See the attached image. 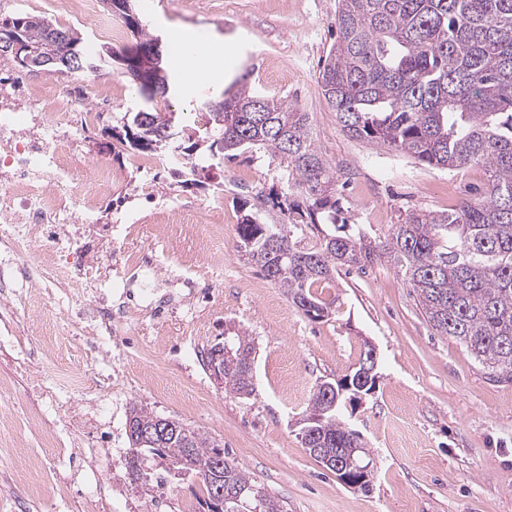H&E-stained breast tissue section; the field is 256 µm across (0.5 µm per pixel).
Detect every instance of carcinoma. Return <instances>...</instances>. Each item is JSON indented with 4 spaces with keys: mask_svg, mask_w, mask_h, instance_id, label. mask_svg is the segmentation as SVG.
<instances>
[{
    "mask_svg": "<svg viewBox=\"0 0 512 512\" xmlns=\"http://www.w3.org/2000/svg\"><path fill=\"white\" fill-rule=\"evenodd\" d=\"M115 7L137 45L153 41L133 0H118ZM16 24L32 46L58 28L29 14L13 18L10 25ZM336 29L317 84L342 131L430 167H481L489 178L484 196L446 212H412L383 241L351 234L340 218L335 172L310 133L309 113L286 99L258 95L245 83L224 98V137L218 141L198 146L206 130L183 122L173 151L141 121L162 122L170 113L148 107L136 113L126 142L139 151L176 154L178 177L204 169L200 159L206 156L233 160L245 152L267 153L282 170L281 197L242 205L237 227L238 248L266 280L316 320L318 312L331 311L322 294L341 269L387 262L437 334L462 344L491 380L512 383V0H340ZM64 33L82 54L83 69H98L102 57L85 54L80 33ZM230 343L233 361L224 364V390L249 396L253 343L239 333ZM341 411L328 410L325 394L316 390L306 412L318 419L309 426L332 452L363 447ZM158 419L134 405L127 429L152 430ZM177 425V434L129 450L130 484L146 483L157 470L194 475L206 492L202 512H287L214 437ZM219 457L220 505L212 492Z\"/></svg>",
    "mask_w": 512,
    "mask_h": 512,
    "instance_id": "obj_1",
    "label": "carcinoma"
}]
</instances>
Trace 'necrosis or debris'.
<instances>
[{
    "instance_id": "obj_1",
    "label": "necrosis or debris",
    "mask_w": 512,
    "mask_h": 512,
    "mask_svg": "<svg viewBox=\"0 0 512 512\" xmlns=\"http://www.w3.org/2000/svg\"><path fill=\"white\" fill-rule=\"evenodd\" d=\"M94 108H86L82 84L28 85L23 95L0 88V210L10 217L0 230V297L14 308H26L41 277L53 285L97 289L111 283L117 306L103 305L99 312L86 310L84 301L59 299L63 320L47 321L43 328L46 345L65 339L81 343L80 333L66 328L65 320L81 317L90 323L99 342L111 341L113 324L135 306L161 317L166 301L158 297L152 255L138 251L124 255L118 273H110L94 255L70 262L67 253L71 227L95 219L96 202L113 183L123 179L122 170L102 164L92 177L77 181L73 159L77 144L86 134L106 122L112 112V87H92ZM45 442L62 457L67 474L60 481L65 489L61 506H68L66 492L75 475L93 468V460L80 452L74 437H64L51 427L43 431Z\"/></svg>"
}]
</instances>
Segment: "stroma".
Wrapping results in <instances>:
<instances>
[{
  "instance_id": "1",
  "label": "stroma",
  "mask_w": 512,
  "mask_h": 512,
  "mask_svg": "<svg viewBox=\"0 0 512 512\" xmlns=\"http://www.w3.org/2000/svg\"><path fill=\"white\" fill-rule=\"evenodd\" d=\"M338 7L339 0H136L143 25L167 48L191 38L224 43L214 73L172 68L175 89L155 97V106L187 116L198 101L242 82L298 105L336 174L346 222L374 238L386 237L411 211H445L477 198L488 184L484 170L425 166L341 130L317 84L320 62L336 41ZM23 14L78 29L89 50L104 46L98 19L62 16L49 0H10L0 7V21ZM95 77L112 85V119L84 141L77 158L81 179L99 163L129 167L142 157L111 136L122 133L125 112L143 107L144 97L117 62ZM280 177L277 164L257 152L209 166L189 186L158 170L152 198L139 191L142 177L133 173L99 200L96 222L82 229L85 240L107 257L152 249L163 285L175 290L190 277L199 286L163 319L145 314L128 320L101 348H45L0 392V406L11 412L0 426V476L24 469L29 455L43 460L32 476L36 497L17 483L0 486V512H18V503L19 512H51L59 495L56 477L63 467L28 420L31 385L52 383L61 365L79 362L87 366L88 384L96 385L105 360L113 376V447L128 448L126 416L136 403L215 437L238 469L284 500L288 512H512V384L490 381L455 339L435 334L393 266L337 276L323 293L332 304L329 316L313 320L239 252L241 203L280 189ZM159 195L169 204L213 211L208 235L185 239L167 207L156 203ZM57 294L54 288L38 292L22 318L19 335L27 343L39 342L44 323L58 317ZM230 330L245 333L255 347V391L248 397L218 388L197 357ZM368 342L377 349L378 382L372 394L342 410L375 464L373 486L363 491L347 487L309 455L299 421L317 384L353 373ZM98 468L102 479L85 482L84 490H101L108 503L135 495L139 512H154L160 496L168 498L169 512H182L204 494L196 477L159 474L132 489L108 478L111 471L125 472V464L103 459Z\"/></svg>"
}]
</instances>
